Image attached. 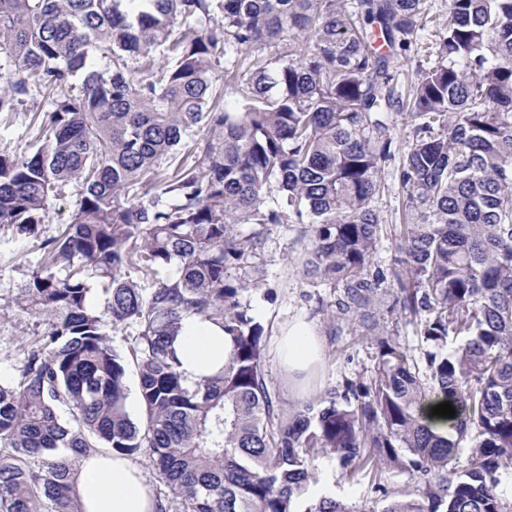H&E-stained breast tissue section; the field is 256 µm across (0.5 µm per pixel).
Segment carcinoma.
Here are the masks:
<instances>
[{
  "mask_svg": "<svg viewBox=\"0 0 512 512\" xmlns=\"http://www.w3.org/2000/svg\"><path fill=\"white\" fill-rule=\"evenodd\" d=\"M425 2L0 0V114L33 87L51 95L43 142L0 150V227L34 235L81 187L13 300L46 328L0 380V512H83L71 475L97 454L147 458L172 492L156 512H357L331 494L300 510L320 455L352 479L386 465L417 481L379 487L382 512H512V0H449L416 69L402 257L373 266L390 64ZM289 221L311 225L304 275L334 289L333 320L376 356L370 382L286 412L244 294L262 287L268 226ZM387 295L416 320L423 362L381 331ZM187 315L231 344L199 382L174 346ZM434 399L456 410L447 435L423 416Z\"/></svg>",
  "mask_w": 512,
  "mask_h": 512,
  "instance_id": "obj_1",
  "label": "carcinoma"
}]
</instances>
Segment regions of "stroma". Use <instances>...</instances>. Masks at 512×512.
I'll list each match as a JSON object with an SVG mask.
<instances>
[{"mask_svg":"<svg viewBox=\"0 0 512 512\" xmlns=\"http://www.w3.org/2000/svg\"><path fill=\"white\" fill-rule=\"evenodd\" d=\"M447 21L448 0H426L423 27L398 63L396 83L400 98H408L418 60L424 59L435 35ZM47 108L46 96L39 91L33 92L10 125L0 124V147L13 150L33 139L37 128L32 125L31 118ZM408 113V108H401L389 122L396 158L386 163L382 170L381 188L375 197V206L386 231L379 241L373 264L384 269L391 267L397 254L396 244L403 222L399 158L411 142ZM79 199V186L67 185L37 234H20L11 227L0 228L1 378L14 374L23 358V345L30 342L34 333L44 329L37 316L13 306L12 300L36 268L41 240L56 235L60 225L69 223ZM310 247L311 235L304 232L301 225H270L262 248L261 274L271 293L267 296L259 291L250 293L252 313L273 338L300 318L314 325L324 351V361L313 377L318 388H339L345 381L356 378L369 380L373 374L375 345L355 336L350 326L335 330L330 318L335 300L333 289L313 283L302 274V261ZM312 469L316 481L310 487L311 495L330 491L358 508L359 512H381L386 504L384 490L401 488L409 482L408 475L396 468L384 469L375 481L366 477L349 480L342 477L335 460L322 456L315 458Z\"/></svg>","mask_w":512,"mask_h":512,"instance_id":"1","label":"stroma"}]
</instances>
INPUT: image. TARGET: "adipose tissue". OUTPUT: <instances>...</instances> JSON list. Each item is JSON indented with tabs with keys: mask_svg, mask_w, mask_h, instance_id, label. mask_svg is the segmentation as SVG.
<instances>
[{
	"mask_svg": "<svg viewBox=\"0 0 512 512\" xmlns=\"http://www.w3.org/2000/svg\"><path fill=\"white\" fill-rule=\"evenodd\" d=\"M175 348L189 380L219 372L230 347L218 326L187 316L182 320ZM278 358L294 386L304 387L322 360L320 339L314 328L298 320L278 340ZM84 512H154L155 500L140 468L125 458L96 455L81 461L75 477Z\"/></svg>",
	"mask_w": 512,
	"mask_h": 512,
	"instance_id": "adipose-tissue-1",
	"label": "adipose tissue"
}]
</instances>
